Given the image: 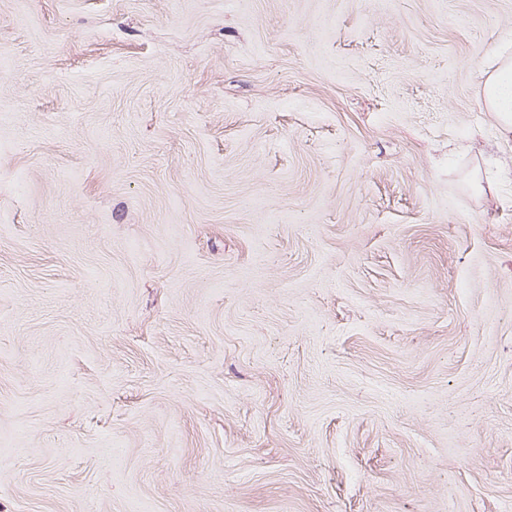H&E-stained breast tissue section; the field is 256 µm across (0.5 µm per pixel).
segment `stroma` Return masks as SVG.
<instances>
[{
	"instance_id": "stroma-1",
	"label": "stroma",
	"mask_w": 512,
	"mask_h": 512,
	"mask_svg": "<svg viewBox=\"0 0 512 512\" xmlns=\"http://www.w3.org/2000/svg\"><path fill=\"white\" fill-rule=\"evenodd\" d=\"M512 0H0V512H512ZM485 75L483 105L494 113L503 133L512 134V46L508 42L495 51Z\"/></svg>"
}]
</instances>
